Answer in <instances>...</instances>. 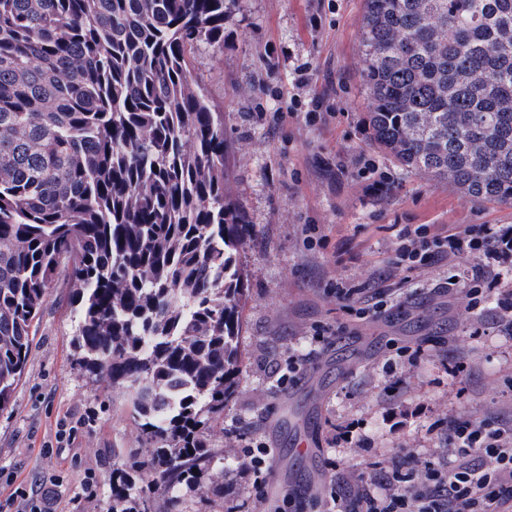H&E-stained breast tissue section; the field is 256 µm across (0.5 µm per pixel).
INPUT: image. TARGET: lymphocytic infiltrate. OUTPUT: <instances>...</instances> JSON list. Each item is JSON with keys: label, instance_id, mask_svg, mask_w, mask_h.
<instances>
[{"label": "lymphocytic infiltrate", "instance_id": "f902f5d3", "mask_svg": "<svg viewBox=\"0 0 512 512\" xmlns=\"http://www.w3.org/2000/svg\"><path fill=\"white\" fill-rule=\"evenodd\" d=\"M397 239L398 264L410 274L470 259V270L443 284L449 305L465 301L467 311L481 316L487 302H494L502 333L512 335L511 224H444L433 232L406 227ZM386 281L380 273L369 290L337 286L336 298L358 319L376 316L392 293ZM442 427L459 451L453 465L407 454L392 460L379 491L366 485L355 489L346 477H337L327 494L328 512H512V417H459Z\"/></svg>", "mask_w": 512, "mask_h": 512}]
</instances>
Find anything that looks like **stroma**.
I'll use <instances>...</instances> for the list:
<instances>
[{
    "label": "stroma",
    "mask_w": 512,
    "mask_h": 512,
    "mask_svg": "<svg viewBox=\"0 0 512 512\" xmlns=\"http://www.w3.org/2000/svg\"><path fill=\"white\" fill-rule=\"evenodd\" d=\"M223 46H200L195 73L224 114L231 196L252 233L240 250L249 297L240 338L242 363L224 403V441L273 450L281 490L255 501L244 481L220 499L186 497L183 512H318L335 470L370 483L371 463L388 466L413 452L438 464L456 455L437 420L512 414V339L477 334L464 309L450 311L437 287L447 267L423 270L376 319L345 313L335 283L365 282L389 269L400 226L512 224V205L477 204L445 181L407 173L371 145L358 43L362 0H226ZM313 80L290 111L294 67ZM319 107L320 120L305 113ZM385 177L380 188L358 175L360 159ZM77 315L66 279L43 305L38 334L10 407L0 412V502L27 512L53 490L50 512H112V479H146L131 454L139 430L120 392L99 388L76 364ZM319 326L337 328L280 384L288 355ZM423 346L411 360L408 348ZM466 368L449 374L456 361ZM75 427L57 440L60 423ZM362 444L329 447L337 425ZM316 451L295 453L300 436ZM97 482L87 486L88 474Z\"/></svg>",
    "instance_id": "obj_1"
}]
</instances>
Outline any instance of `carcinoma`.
Returning a JSON list of instances; mask_svg holds the SVG:
<instances>
[{"label": "carcinoma", "instance_id": "obj_1", "mask_svg": "<svg viewBox=\"0 0 512 512\" xmlns=\"http://www.w3.org/2000/svg\"><path fill=\"white\" fill-rule=\"evenodd\" d=\"M224 0H0V411L67 271L77 365L122 389L136 455L182 512L220 492L239 372L224 113L193 76ZM372 144L471 201L512 204V0H363ZM132 486L112 482V512Z\"/></svg>", "mask_w": 512, "mask_h": 512}]
</instances>
